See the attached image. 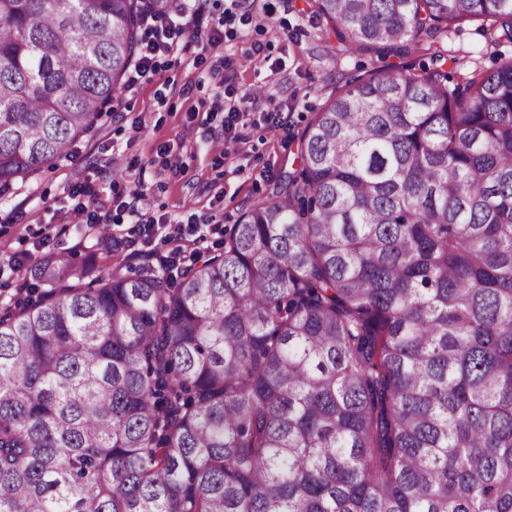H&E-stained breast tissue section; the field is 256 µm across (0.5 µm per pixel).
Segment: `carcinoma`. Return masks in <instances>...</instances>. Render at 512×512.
Masks as SVG:
<instances>
[{
  "label": "carcinoma",
  "instance_id": "carcinoma-1",
  "mask_svg": "<svg viewBox=\"0 0 512 512\" xmlns=\"http://www.w3.org/2000/svg\"><path fill=\"white\" fill-rule=\"evenodd\" d=\"M400 57L512 0H308ZM165 0H0V195L68 154ZM336 89L171 282L49 257L0 311V512H512V57Z\"/></svg>",
  "mask_w": 512,
  "mask_h": 512
}]
</instances>
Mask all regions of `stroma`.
<instances>
[{
	"mask_svg": "<svg viewBox=\"0 0 512 512\" xmlns=\"http://www.w3.org/2000/svg\"><path fill=\"white\" fill-rule=\"evenodd\" d=\"M206 15L223 20V42L206 64L194 66L193 43L156 60L150 81L122 88L102 112L96 129L71 152L10 193L0 195V263L25 253L41 259L66 256L90 262L95 274H130L143 260L128 258L101 237L94 226L71 224V211L84 203L87 212L109 214L111 224L128 227L132 216L122 203L142 186L143 210L171 223L194 219L212 225L211 247L223 244L233 224L253 203L297 164L289 140L301 131L336 87L397 63L418 68L429 58L418 51L391 56L328 50L325 25L312 16L305 0H247L248 20L225 18V0H201ZM448 52V82L463 74L487 72L512 44L487 45L477 23L439 34ZM228 59L223 84L209 76L212 66ZM261 86L263 98L250 105L239 140L227 156L210 139L221 133L222 111H209L221 88L244 92ZM88 181L99 197L77 199L70 188ZM64 238H57L58 229Z\"/></svg>",
	"mask_w": 512,
	"mask_h": 512,
	"instance_id": "obj_1",
	"label": "stroma"
}]
</instances>
